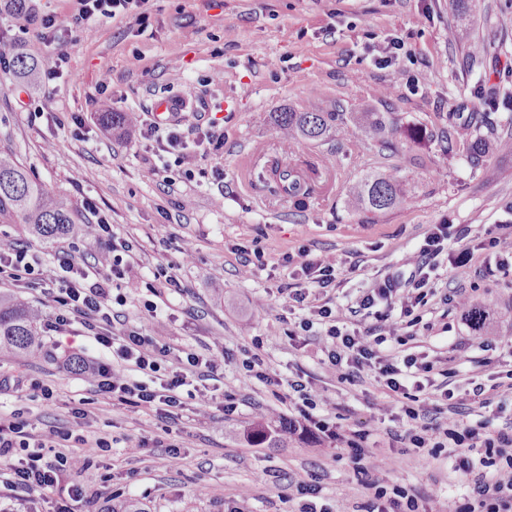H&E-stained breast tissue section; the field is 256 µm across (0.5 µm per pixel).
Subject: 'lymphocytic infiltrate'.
Wrapping results in <instances>:
<instances>
[{
    "instance_id": "1",
    "label": "lymphocytic infiltrate",
    "mask_w": 512,
    "mask_h": 512,
    "mask_svg": "<svg viewBox=\"0 0 512 512\" xmlns=\"http://www.w3.org/2000/svg\"><path fill=\"white\" fill-rule=\"evenodd\" d=\"M75 19L84 21H107L116 18H132L146 22L148 0H76ZM188 118L160 127L151 122L141 131L145 137H160L162 148L170 155L182 154L188 148L206 151L208 146L217 144L214 131L206 130L195 140L183 136L184 128L190 127ZM470 229L459 224H434L425 232L424 238L409 261L414 267L406 282L384 278L369 289L358 302L359 310L374 315L377 323L367 333L348 328V317L344 306L324 302L311 306L308 317L295 322L289 329V336H299L319 328L324 338V355L330 368L339 370L342 380L354 381L358 371L364 367L375 368L378 380L386 397L395 400L409 397L410 393L425 391L426 383L435 369L433 361L425 356L408 354L402 361H393L384 354L380 346L385 341L404 345L405 328L417 325L420 320L415 310L424 306L435 284L430 272L436 267L440 255L448 257V272L458 275L467 271L477 250L489 251L497 271H512V238L487 230L486 237L479 245L469 240ZM89 236L97 244L95 264L91 267L77 265L72 260L69 247H61L63 271L55 288L48 291L54 313L45 326V332L59 333L81 324L86 333L96 342L110 349L123 361L132 363L138 372L145 375L160 374L158 386L152 387L134 379L122 369H99L92 384L96 390L124 404L155 408L166 416H173L183 409L185 400H193V413L204 417L213 408L222 407L224 412L235 408L234 396H227L225 404H218L217 398L206 381L215 379L224 360L216 355L203 356L194 352L172 357L166 344L161 343L142 328L132 327L123 335L112 333V283L123 279L126 266L122 255L130 251L129 242H115L111 227L106 222L90 225ZM285 267L291 268L297 282L290 293V300L304 303L311 289L326 291L336 281L340 267L339 260L312 255L302 248L285 254ZM9 282L28 288L46 285L47 279L37 258L29 249L13 242H0V283ZM246 367L253 376L272 390L288 387L296 393L304 405H315L318 391L312 381H283L272 375L261 352L252 353ZM201 381V388H193V381ZM191 387L190 396H183L184 387ZM407 428L392 432L396 442L410 441L415 447L423 448L433 440H448L455 448L460 467L471 475L475 501L486 512H512V478L491 475L477 470L470 459V452L477 446L487 448L512 447V429L493 427L491 420L483 419L470 425L433 423L420 424V414L413 407L403 409ZM82 435L64 429H51L34 433L30 421L22 416L0 422V459L8 464L12 474L6 486L17 503H24L32 494L49 499L62 494L77 497L82 495L81 477L87 469L88 460L80 455L63 457L52 461L46 459L43 451L47 448H64L69 443L82 442Z\"/></svg>"
}]
</instances>
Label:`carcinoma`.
Returning <instances> with one entry per match:
<instances>
[{"instance_id": "carcinoma-1", "label": "carcinoma", "mask_w": 512, "mask_h": 512, "mask_svg": "<svg viewBox=\"0 0 512 512\" xmlns=\"http://www.w3.org/2000/svg\"><path fill=\"white\" fill-rule=\"evenodd\" d=\"M22 74L34 73L40 63L39 48L29 44L13 58ZM483 107L470 113L473 136L470 137L468 158L470 164L482 167L500 151L512 147V133L504 131L492 119V113L509 94L496 83L484 82L479 91ZM106 122L133 133L138 123L132 112H110ZM359 129L366 137L385 146L393 145L392 138L399 126L384 112H298L290 109L276 114V128L285 141L298 139L323 141L343 139L351 128ZM288 168V198L300 201L312 192L305 172L297 164L286 162L276 165L275 177H281L280 168ZM406 197L396 177L389 174L368 173L349 188L347 203L368 212H387L402 207ZM77 217L72 205L49 191L21 163L9 147H0V224H22L31 235L54 240L73 231ZM42 320L40 310L11 296L0 295V353L33 356L43 349V336L39 331ZM292 439L286 424L272 426L263 419L255 421L247 432L251 445L268 444L271 448H285Z\"/></svg>"}]
</instances>
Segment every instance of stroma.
<instances>
[{
  "instance_id": "obj_1",
  "label": "stroma",
  "mask_w": 512,
  "mask_h": 512,
  "mask_svg": "<svg viewBox=\"0 0 512 512\" xmlns=\"http://www.w3.org/2000/svg\"><path fill=\"white\" fill-rule=\"evenodd\" d=\"M25 17L0 12V146H10L34 177L70 200L81 221L106 219L112 234L133 244L131 270L112 286L123 298L114 333L139 326L173 354L223 353L220 391L236 398L234 412L213 411L197 422L190 410L179 420L155 410L113 403L70 371L69 355L108 365L112 354L80 329L45 336L40 356H0V417L20 413L39 430L70 428L71 406L90 413L91 438L82 452L92 461L81 500L69 512H100L104 499H132L146 512H299L300 483L317 486L316 503L329 512H364L375 490L414 496L417 512H442L447 499L471 502L470 480L445 448L392 441L397 414L379 411L384 395L373 371L357 382L338 379L322 364V340L309 332L281 335L277 315L287 314L285 253L307 247L338 258L337 303L352 304L385 277L406 280L407 258L432 224L470 225L482 238L497 224L512 235V152L472 168L465 150L448 156L443 138L448 111L473 101L483 78L512 91V0H483L481 12L456 26L451 0H149L147 25L124 18L72 23L75 0H29ZM55 17L68 57L63 75L43 83L22 79L13 56L38 40L41 19ZM482 42L474 64L463 58ZM398 52H391L392 43ZM160 97L178 98L196 111L198 124L218 121L222 144L207 155L184 152L173 170L191 178L170 183L149 176L161 156L155 141L125 139L100 120L104 112L151 110ZM389 112L400 125L427 136L398 138L396 151L380 149L360 132L343 140H299L284 146L274 115L290 109ZM329 159L303 204L284 195L266 170L278 155ZM393 173L407 201L373 214L345 205L349 186L368 173ZM28 247L48 277L60 269V245L90 259L94 241L74 232L46 243L19 224H0ZM192 252H184L185 243ZM263 264L244 274L243 253ZM171 267L180 291L155 278ZM484 259L466 274L438 269L440 291L423 316L430 327L405 350L436 360L437 390L461 388L471 376L512 383V354L484 350L483 336L459 297L479 304L490 329L512 334V273L490 275ZM264 339L265 361L283 380H312L323 395L316 415L335 425L338 440L307 432L284 448L250 445L255 415L290 419L292 403L244 367L254 338ZM51 387L43 401L31 383ZM361 434L364 453L353 457L347 441ZM108 437L101 451L93 439ZM385 459L378 489L365 481ZM248 496H240L242 487Z\"/></svg>"
}]
</instances>
